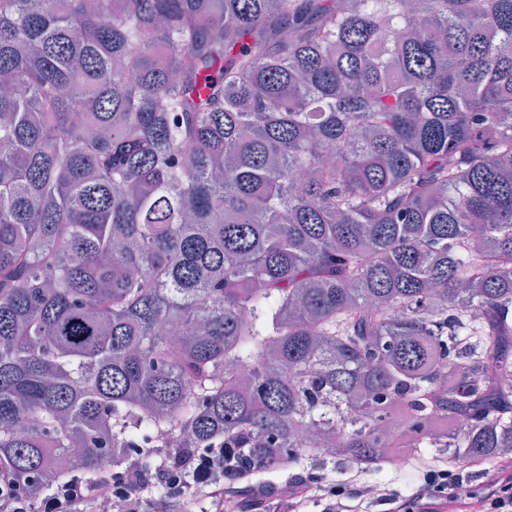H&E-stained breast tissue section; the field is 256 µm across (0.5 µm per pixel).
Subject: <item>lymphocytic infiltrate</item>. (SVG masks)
Returning <instances> with one entry per match:
<instances>
[{"mask_svg": "<svg viewBox=\"0 0 512 512\" xmlns=\"http://www.w3.org/2000/svg\"><path fill=\"white\" fill-rule=\"evenodd\" d=\"M156 476L170 485L171 498L144 499L137 493L142 478L138 456L125 459L111 478L88 483L75 477L42 501L41 512H97L100 503L121 502L124 512H225V502L238 500L240 488L224 484V451L211 449L193 469H186L176 449L156 450ZM465 466L429 463L405 489H387L375 498L362 487L319 485L296 479L277 495L276 512H512V454H501L482 470L477 489L468 486Z\"/></svg>", "mask_w": 512, "mask_h": 512, "instance_id": "1", "label": "lymphocytic infiltrate"}]
</instances>
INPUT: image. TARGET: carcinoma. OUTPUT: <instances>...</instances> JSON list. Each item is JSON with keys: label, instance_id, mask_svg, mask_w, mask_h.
<instances>
[{"label": "carcinoma", "instance_id": "obj_1", "mask_svg": "<svg viewBox=\"0 0 512 512\" xmlns=\"http://www.w3.org/2000/svg\"><path fill=\"white\" fill-rule=\"evenodd\" d=\"M0 83L30 503L159 425L263 493L512 448V0H0Z\"/></svg>", "mask_w": 512, "mask_h": 512}]
</instances>
